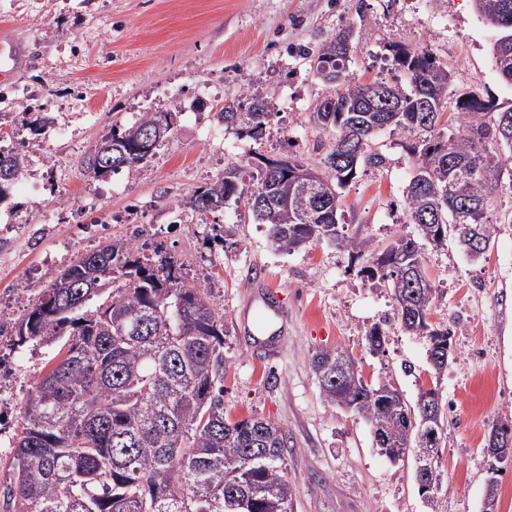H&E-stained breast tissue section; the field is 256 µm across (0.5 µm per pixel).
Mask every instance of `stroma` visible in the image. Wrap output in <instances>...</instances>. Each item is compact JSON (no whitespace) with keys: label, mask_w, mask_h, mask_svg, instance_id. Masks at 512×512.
Returning <instances> with one entry per match:
<instances>
[{"label":"stroma","mask_w":512,"mask_h":512,"mask_svg":"<svg viewBox=\"0 0 512 512\" xmlns=\"http://www.w3.org/2000/svg\"><path fill=\"white\" fill-rule=\"evenodd\" d=\"M352 26L356 81L390 79L385 46L429 44L453 73L446 114L463 92L512 102L491 55L496 33L478 19L472 0H0V29L22 46L24 60L0 83V125L25 129L34 113L51 117L22 148L42 162L0 204V305L32 301L56 265L127 238L157 234L191 275L211 288L224 313V416L260 417L288 436L284 460L297 512H480L487 477L484 438L512 419V181L492 201L493 247L471 260L456 238L425 246L428 278L440 292L433 323L454 332L453 357L431 371L422 339L394 318L388 289L363 272L362 261L327 242L292 254L276 251L244 203L205 215L177 212V201L260 157L295 156L315 165L326 132L310 114L329 87L299 48H317L340 26ZM259 84L277 114L260 141L242 140L217 124L198 101L230 100L246 82ZM180 106L175 133L144 170L103 180L83 174L88 147L113 120ZM386 161L360 168L340 195L347 235L384 246L415 231L402 205L413 159L401 136L375 141ZM37 184L39 212L28 184ZM274 286L288 310L275 357L240 329L250 285ZM386 333L370 352L365 333ZM324 348L348 351L364 378L391 380L408 402L437 389L445 404L441 485L435 507L418 493L413 461L378 454L361 416L328 404L311 368ZM56 346L15 347L0 335V485L16 420L35 376Z\"/></svg>","instance_id":"obj_1"}]
</instances>
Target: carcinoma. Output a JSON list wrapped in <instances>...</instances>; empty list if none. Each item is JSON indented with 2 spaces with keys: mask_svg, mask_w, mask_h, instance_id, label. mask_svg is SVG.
<instances>
[{
  "mask_svg": "<svg viewBox=\"0 0 512 512\" xmlns=\"http://www.w3.org/2000/svg\"><path fill=\"white\" fill-rule=\"evenodd\" d=\"M480 20L504 24L498 40L512 41V0H475ZM353 30L342 27L317 49H301L335 73L334 93L316 103L312 120L333 133L315 170L334 198L362 165L380 167L372 148L388 130L410 141L413 175L403 206L417 237H401L382 249L368 237H350L340 203L315 209L295 199L298 158L265 157L254 169L224 168L180 205L204 215L246 198L289 200L288 207L255 215L276 250L290 254L312 241H327L363 267L393 301L400 326L426 342L431 370L448 368L452 333L425 319L438 293L426 276L422 247L441 246L448 228L460 235L480 227L494 240L488 217L505 175H512V103L491 93L456 98L454 122L438 128L452 73L433 53L390 43L385 56L395 81L365 85L350 74L346 46ZM178 110L143 112L129 125L117 122L88 149L85 173L97 180L125 170L137 173L169 141ZM274 104L247 85L214 118L241 139H263ZM158 124L162 140L149 137ZM360 145L356 164L336 163L349 142ZM26 155L0 144V202L19 179ZM99 299L93 311L85 305ZM11 326L17 345L58 346L59 360L38 375L20 409V432L10 451L13 483L3 491L6 512H296L291 482L282 467L287 435L268 420L224 418V313L210 289L188 278L187 266L162 243L113 239L50 274L48 286ZM370 351H384L379 325L366 332ZM326 401L363 417L375 430L378 451L433 450L416 441L423 402L442 408L437 389L421 391L408 406L391 382L363 380L355 359L341 349L313 355Z\"/></svg>",
  "mask_w": 512,
  "mask_h": 512,
  "instance_id": "obj_1",
  "label": "carcinoma"
}]
</instances>
